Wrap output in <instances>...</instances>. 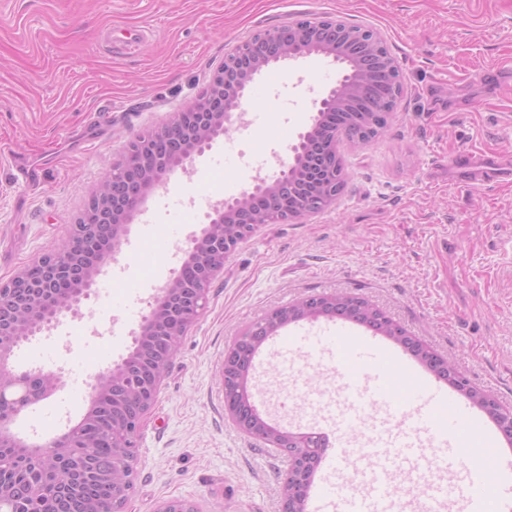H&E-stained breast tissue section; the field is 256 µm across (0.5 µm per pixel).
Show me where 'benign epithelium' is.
Wrapping results in <instances>:
<instances>
[{
    "instance_id": "obj_1",
    "label": "benign epithelium",
    "mask_w": 512,
    "mask_h": 512,
    "mask_svg": "<svg viewBox=\"0 0 512 512\" xmlns=\"http://www.w3.org/2000/svg\"><path fill=\"white\" fill-rule=\"evenodd\" d=\"M342 21L325 17L315 27L300 26L294 22L258 33L262 42L261 51L243 55L235 47L224 57V63L213 74L206 89L198 96L190 108L175 113L160 127L140 135L135 142L143 145L139 168H128L127 156L112 163L98 190L92 196L94 210L86 212L72 225L67 248L51 250L42 254L36 263L44 270L46 278L33 288L26 286L30 267L23 268L12 279L0 283V447L24 446L33 455L49 462L56 455H65L69 450V437L80 427L81 421L67 422L65 428L55 436L43 441H32L22 436L14 428L19 413L2 411L4 406L27 408L34 403L25 381V375L32 372L42 380L43 399L56 393L62 383V376L46 372L40 368L30 372L19 371L11 364L17 348L15 337H33L43 328L59 323L60 316L71 311L74 306L88 298L89 288L100 273L99 260L79 263L70 258L76 242L106 230L112 234V241L123 243L129 234V224L139 215L148 198L165 187L170 176L179 168H184L197 156L212 147V144L232 131L243 128V106L246 101L248 84L267 67L296 60L313 53L336 57V35H345L347 30H338ZM369 70L365 66L353 68L324 91L314 101V112L310 122L298 134V142L289 146L291 160L278 159V170L272 177L257 176L252 185L238 196L219 202L211 214L209 223L199 236L192 235L184 249L180 268L171 272L163 286L158 289L150 311L143 316L135 333L134 347L120 362L94 377L90 384L89 399L118 377L137 355L138 344L146 336H168L171 334L169 310L165 307L167 297L178 294L188 311L187 322L180 326L176 336L187 334L202 315L208 300L212 280L224 267V261L231 254L226 252L202 253L200 248L214 239V230L244 221L250 224L248 236H253L263 225L258 216H249L246 201L255 197L269 210L279 206L281 193L288 185L300 177L298 157L311 147V136L317 126V114L341 108L364 85ZM335 201V198L322 196L320 200L307 204L282 219V222L301 219L322 211ZM196 270L195 282H182L186 269ZM63 277L73 288L72 300L64 308L53 313L49 320L34 323L29 320L32 310L38 308L50 294L52 283ZM302 313L301 319H317L336 315V295L322 294L305 297L304 303L278 308L251 327L245 337L233 349L226 352L222 367L224 387L236 380H243L252 372V355H244L240 348L254 351L265 339L287 323L294 322V312ZM408 351L423 361L426 367L435 371L449 386L468 397L483 413L492 418L498 431L508 442H512V407L503 405L497 398L473 386L458 372L448 369L446 359L430 348L417 342V337L408 340ZM170 364L159 370L147 389L137 391L132 397L130 413L125 416L123 427L131 437H136L145 416L152 407ZM226 410L237 426L252 438L268 442L271 437L279 439V447L288 452V467L281 474L282 487L288 495L281 498V512H300L299 504L309 490L312 477L309 467L307 440L313 433L293 432L285 427L276 433L266 428L252 417L248 409L241 410L226 404Z\"/></svg>"
}]
</instances>
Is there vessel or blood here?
Instances as JSON below:
<instances>
[{"instance_id":"obj_1","label":"vessel or blood","mask_w":512,"mask_h":512,"mask_svg":"<svg viewBox=\"0 0 512 512\" xmlns=\"http://www.w3.org/2000/svg\"><path fill=\"white\" fill-rule=\"evenodd\" d=\"M464 181L470 185L512 181V168L491 155L467 154L463 157ZM319 346L334 354L342 370L344 394L359 409L382 406L398 413L406 424L392 438L390 447L372 437L360 443L355 453L362 466L356 481L347 480L342 462L350 443L349 427L337 428L334 450L323 459L324 476L311 495V512H392L396 491L391 481L393 470L417 474L423 456L412 441L422 432H436L450 438L454 449L464 446L463 435H470L476 447H484L494 436L475 415L473 408L430 376L415 375L407 362H396L385 345L373 334L353 331L345 320H337L334 331L324 335L281 336L279 354L301 344ZM409 377L404 387L392 382V372ZM496 483L479 475L470 487L469 499L475 512H512V454L493 449L489 465ZM490 473V474H491Z\"/></svg>"}]
</instances>
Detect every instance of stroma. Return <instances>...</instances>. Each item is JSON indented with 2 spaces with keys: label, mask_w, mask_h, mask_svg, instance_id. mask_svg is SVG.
Here are the masks:
<instances>
[{
  "label": "stroma",
  "mask_w": 512,
  "mask_h": 512,
  "mask_svg": "<svg viewBox=\"0 0 512 512\" xmlns=\"http://www.w3.org/2000/svg\"><path fill=\"white\" fill-rule=\"evenodd\" d=\"M377 30L403 75L384 138L342 141L349 174L329 209L266 224L224 263L187 332L138 441L123 512L182 500L195 512H279V449L240 431L224 405L226 350L252 324L306 295L350 294L455 363L512 406V182L472 187L469 152L512 157V0H0V282L64 245L108 164L135 136L186 109L228 50L302 17ZM341 65L313 54L250 86L251 127L220 139L150 196L116 259L77 314L17 349L15 366L48 365L65 385L24 411L19 430L56 434L51 414L88 406L87 384L119 362L175 264L165 234L200 233L212 204L250 185L259 150L283 153ZM142 283L113 307L129 277ZM255 396L284 427L332 431L312 409L340 380L331 360L289 364L264 349Z\"/></svg>",
  "instance_id": "stroma-1"
}]
</instances>
